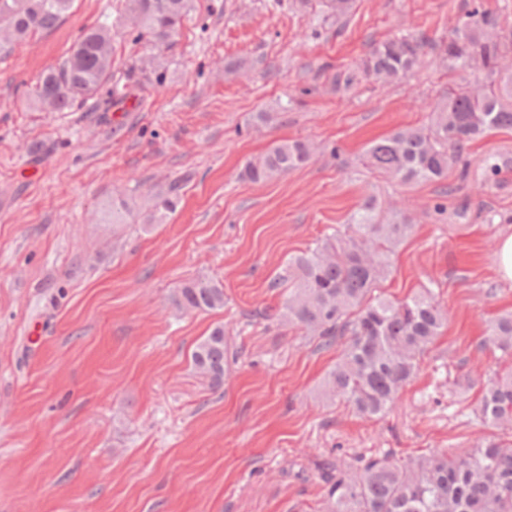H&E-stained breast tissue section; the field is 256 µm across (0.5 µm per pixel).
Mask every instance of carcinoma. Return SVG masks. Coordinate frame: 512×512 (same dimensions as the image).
I'll return each instance as SVG.
<instances>
[{"label":"carcinoma","instance_id":"carcinoma-1","mask_svg":"<svg viewBox=\"0 0 512 512\" xmlns=\"http://www.w3.org/2000/svg\"><path fill=\"white\" fill-rule=\"evenodd\" d=\"M73 0H0V51L33 35L56 28ZM189 0H126L124 19L154 48L169 45L188 11ZM450 73L480 65L485 80L477 86L457 84L433 108L426 125L404 127L373 141L365 165L403 184L448 179V169L462 165L469 144L494 130H512V107L503 102L507 84L500 78L512 60V27L497 9L478 7L466 13L448 40L433 44L416 33L395 36L374 47L362 61L367 76L383 82L401 80L423 66L428 53ZM112 77V32L101 24L82 32L69 56L47 69L32 90L36 103L69 112L96 95ZM312 147L286 140L271 146L257 162L247 163L241 178L260 182L304 167ZM172 184L157 196L150 221L164 222L178 205ZM129 203L112 201V223L125 224ZM413 231L407 216L378 213L368 197L355 222L294 256L285 274L270 287L284 289L281 322L304 329L317 349L342 347L328 372L323 394L349 403L369 419H381L421 361L441 336L447 316L434 293L423 288L403 300L375 294L391 273L392 255ZM186 312L224 307V285L199 278L171 295ZM484 345L512 355V314L491 321ZM228 347L218 324L196 344L194 369L218 389L224 382ZM476 415L491 427L512 425V369L482 383ZM324 484L322 512H512V442L486 439L464 453L444 449L414 458L362 456L358 465L326 460L318 464Z\"/></svg>","mask_w":512,"mask_h":512}]
</instances>
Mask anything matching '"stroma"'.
Wrapping results in <instances>:
<instances>
[{
	"instance_id": "obj_1",
	"label": "stroma",
	"mask_w": 512,
	"mask_h": 512,
	"mask_svg": "<svg viewBox=\"0 0 512 512\" xmlns=\"http://www.w3.org/2000/svg\"><path fill=\"white\" fill-rule=\"evenodd\" d=\"M478 1L512 18V0H354L341 19L321 0H191L158 79L124 0H74L58 28L0 59V512H321L318 462L468 451L490 435L474 409L480 380L503 367L481 346L488 323L512 312V280L496 273L512 170L485 159L512 155V132L472 143L446 180L389 181L362 164L368 144L427 123L455 78L432 65L391 84L357 73L388 38L447 39ZM102 22L126 104L41 110L36 80ZM295 139L317 147L305 167L240 178ZM173 182L175 214L149 223ZM370 195L415 224L382 293L428 285L448 317L379 421L323 396L338 349L258 316L280 306L271 282L288 258ZM117 196L128 223L112 221ZM197 278L223 283V308L172 305ZM219 323L229 352L214 390L190 355Z\"/></svg>"
}]
</instances>
